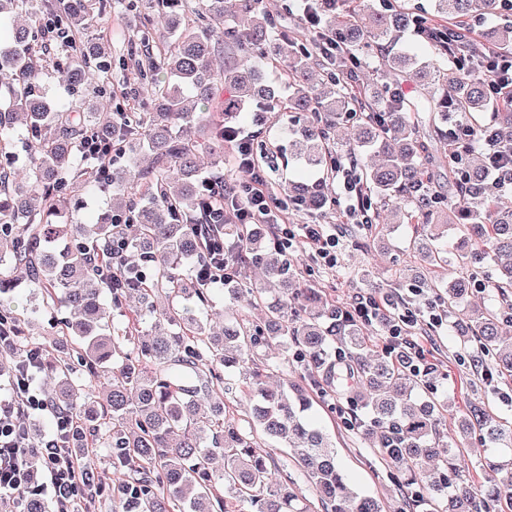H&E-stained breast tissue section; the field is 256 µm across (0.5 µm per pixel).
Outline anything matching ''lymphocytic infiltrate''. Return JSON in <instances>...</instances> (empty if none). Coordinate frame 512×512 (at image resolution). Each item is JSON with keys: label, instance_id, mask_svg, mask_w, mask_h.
Returning a JSON list of instances; mask_svg holds the SVG:
<instances>
[{"label": "lymphocytic infiltrate", "instance_id": "obj_1", "mask_svg": "<svg viewBox=\"0 0 512 512\" xmlns=\"http://www.w3.org/2000/svg\"><path fill=\"white\" fill-rule=\"evenodd\" d=\"M225 138L234 142L233 164L243 175L238 184L218 190L211 179L200 182L202 195H224L223 206L205 210L211 224H264L274 245L300 247L309 258L327 268L337 263L339 233L332 224H289L283 217V207L275 196L267 165L259 160L254 133L229 129ZM39 354L29 351L20 374L10 384L13 398L0 406V494L22 497L28 492V450L21 434L20 418L47 410V399L36 383ZM54 429L37 450L42 468L49 481L43 487L56 506L55 512H76L78 499L91 493L90 469L74 461L66 448V436L72 419L55 414Z\"/></svg>", "mask_w": 512, "mask_h": 512}]
</instances>
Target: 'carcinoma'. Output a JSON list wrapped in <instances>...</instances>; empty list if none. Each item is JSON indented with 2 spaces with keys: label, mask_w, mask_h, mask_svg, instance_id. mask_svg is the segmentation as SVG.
<instances>
[{
  "label": "carcinoma",
  "mask_w": 512,
  "mask_h": 512,
  "mask_svg": "<svg viewBox=\"0 0 512 512\" xmlns=\"http://www.w3.org/2000/svg\"><path fill=\"white\" fill-rule=\"evenodd\" d=\"M501 2L432 0L431 13L414 15L340 12L336 0H313L320 30L289 36L276 31L265 0H194L188 15L168 21L167 38L153 43L147 27L138 35L151 44L134 74L151 93L152 111L113 112L94 97L78 109H60L41 81L51 67L78 90L87 77L110 73L82 36L112 0H0V21L30 19L0 38V323L10 329L0 343V376L12 378L20 366L26 318L9 300L23 280L37 302L31 312L50 306L67 311L35 342L49 381L43 392L51 410L73 418L70 443L77 456L108 449L112 474L119 476L113 509L315 512L296 479H273V458L260 446L261 434L287 449L321 512H385L381 500L359 492L339 465L336 443L315 417L325 394L351 404L347 424L383 460L404 470L408 482L424 475L425 495L406 492L402 509L512 512L509 483L491 480L477 489L456 481L469 467L465 447L471 440L511 448L512 429L470 400L447 443H440L453 400L419 396L437 370L416 374L415 351L404 345L371 359V329L320 289L301 286L294 260L272 256L261 230L234 227V238H224V259L241 269H265L261 286L243 288L234 280L227 289L235 302L264 306L262 323L237 313L213 331L203 314L211 303L207 281L195 277L189 286L183 273L202 258L201 239L192 230L204 223L199 158L209 157L213 177L225 181L224 129L251 106L287 112L288 161L323 171L326 179L287 184L282 202L320 213L330 204L338 158H374L355 165L359 201L369 205L377 224L419 225L413 248L431 276L418 280V289L448 305V329L459 338L463 358L511 382L512 349L502 343L512 335V198L487 179L488 159L472 147L471 134L481 132L489 113L498 140L512 142V103L491 101L480 67L489 48H512V26L469 43L465 58L444 56L448 33L463 29L475 13L497 12ZM242 13L251 20L230 28L234 61L216 71L212 58L224 49V23ZM44 16L67 37L50 61L43 53ZM409 27L424 31L434 54L391 53L382 58V83L360 79L349 56L367 54ZM328 37L342 39L345 52L315 79V42ZM265 62L282 67L286 98L261 84ZM398 77L411 81L410 93L393 102L385 92L388 80ZM344 123L354 137L339 143L334 131ZM427 127L448 150L430 151ZM17 130L20 154L10 150ZM91 141L112 151V161L86 151ZM145 153L153 163L140 175L137 204L130 199L129 175ZM444 172L459 196L454 208L435 187ZM99 186L111 194L109 210L94 224L72 223V193ZM118 213L133 221L117 269L101 256L112 251ZM450 229L456 235L449 250ZM451 263L460 271L446 280L441 273ZM479 279L496 304H469ZM161 293L167 305L160 310L154 297ZM134 294L138 305L123 308ZM112 309L122 310V321H110ZM271 346L294 353L305 374L268 386L267 372L282 366L266 357ZM233 371L240 375L236 386L226 378ZM104 374L108 382L93 400L89 390ZM235 389L250 402L242 418L231 416L224 400ZM21 426L31 448L29 479L36 484L40 428L25 417ZM216 457L224 461L220 472L210 468ZM21 505L23 512L55 509L39 495Z\"/></svg>",
  "instance_id": "1"
}]
</instances>
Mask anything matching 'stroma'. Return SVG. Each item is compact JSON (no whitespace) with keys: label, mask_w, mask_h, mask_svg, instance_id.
<instances>
[{"label":"stroma","mask_w":512,"mask_h":512,"mask_svg":"<svg viewBox=\"0 0 512 512\" xmlns=\"http://www.w3.org/2000/svg\"><path fill=\"white\" fill-rule=\"evenodd\" d=\"M146 21L151 22L155 36L164 35L165 15L145 8L142 0H135L133 7L116 6L112 11L95 17L85 34L86 40L98 46L112 63L113 111L130 112L134 109L131 100L122 94L123 63L130 56L139 55L140 44L135 34ZM288 221L292 224H337L343 231L335 268L312 263L298 249H291L289 256L297 260L304 284L323 289L328 297L346 307L350 306L355 294L376 291L391 298L398 307L416 310L417 331L429 337V358L438 366V395L454 396L460 379H467L478 387L479 398L499 420L512 422V385L486 379L474 366L460 362L457 358L458 343L447 327H429L424 297L412 293L410 280L399 281L393 275V257L404 261L409 258L410 242L416 231L414 225L401 224L385 232L380 225L359 224L346 218L343 207L337 205L321 217L292 210L288 213ZM341 408V403L330 398L317 407V416L323 427L336 437L341 466L362 492L384 499L387 506H400L399 485L393 478L392 466L381 460L358 432L343 426Z\"/></svg>","instance_id":"obj_1"}]
</instances>
